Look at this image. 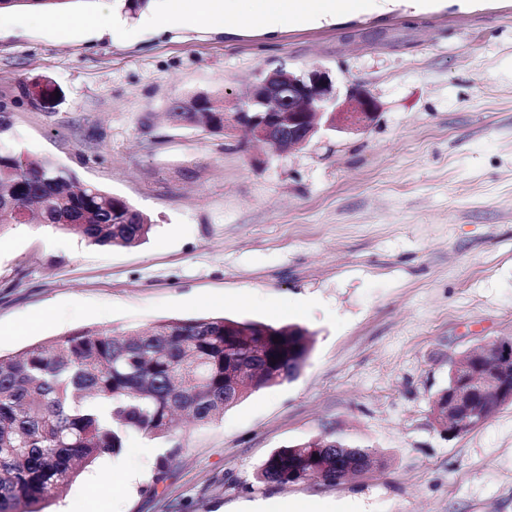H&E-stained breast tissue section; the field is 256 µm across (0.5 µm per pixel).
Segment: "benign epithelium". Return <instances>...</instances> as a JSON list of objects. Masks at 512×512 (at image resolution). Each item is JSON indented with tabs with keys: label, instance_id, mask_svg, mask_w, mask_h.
<instances>
[{
	"label": "benign epithelium",
	"instance_id": "obj_1",
	"mask_svg": "<svg viewBox=\"0 0 512 512\" xmlns=\"http://www.w3.org/2000/svg\"><path fill=\"white\" fill-rule=\"evenodd\" d=\"M379 112L375 97L361 86L348 89L344 99L323 66L295 71L283 66L262 72L240 97L234 126H244L252 139L286 154L307 145L325 127L342 134L362 133ZM486 381L497 387L501 397L512 399V340H496L492 369ZM448 411L474 422L481 416L482 403L476 390L460 382L448 396Z\"/></svg>",
	"mask_w": 512,
	"mask_h": 512
}]
</instances>
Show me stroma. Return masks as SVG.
Returning <instances> with one entry per match:
<instances>
[{
	"label": "stroma",
	"instance_id": "35a3bbf8",
	"mask_svg": "<svg viewBox=\"0 0 512 512\" xmlns=\"http://www.w3.org/2000/svg\"><path fill=\"white\" fill-rule=\"evenodd\" d=\"M165 0L108 35L25 11L0 22L8 146L132 203L135 248L36 224L0 229V355L86 327L122 333L209 313L315 335L299 377L223 419L137 438L46 512H512V406L444 435L431 401L457 354L512 339V0H432L312 24L153 28ZM319 64L377 99L367 131L276 154L241 129L167 120L173 98L234 106L260 72ZM60 95L35 108L20 83ZM331 430L382 466L329 485L257 473L276 449ZM174 469L153 484L159 455Z\"/></svg>",
	"mask_w": 512,
	"mask_h": 512
}]
</instances>
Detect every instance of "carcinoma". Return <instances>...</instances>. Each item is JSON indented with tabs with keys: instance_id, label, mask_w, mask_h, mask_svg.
<instances>
[{
	"instance_id": "obj_1",
	"label": "carcinoma",
	"mask_w": 512,
	"mask_h": 512,
	"mask_svg": "<svg viewBox=\"0 0 512 512\" xmlns=\"http://www.w3.org/2000/svg\"><path fill=\"white\" fill-rule=\"evenodd\" d=\"M79 0H0V10L48 11ZM20 97L41 107L56 97L49 82L41 93L19 86ZM175 98L172 122L224 133V94ZM88 245L134 248L153 224L126 199L47 159L0 149V228L20 226V209ZM314 333L299 324L272 325L228 317L166 319L123 335L89 327L60 340L0 356V512H43L82 470L116 456L135 437L162 438L175 416L208 423L253 393L298 378L314 350ZM448 369V384L431 412L461 381ZM381 460L372 448L327 431L272 452L258 478L281 486L319 479L336 484L346 471ZM176 463L169 452L155 463L153 485Z\"/></svg>"
}]
</instances>
